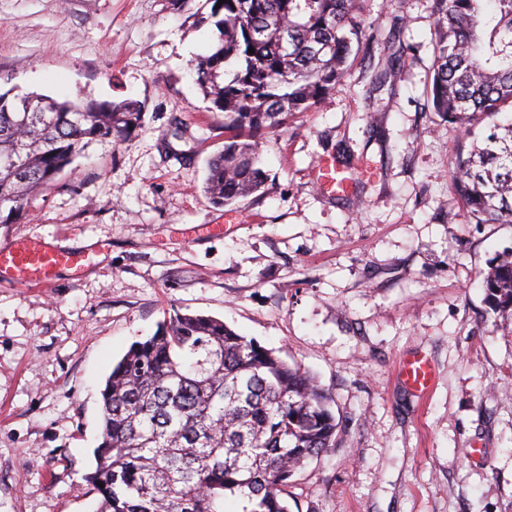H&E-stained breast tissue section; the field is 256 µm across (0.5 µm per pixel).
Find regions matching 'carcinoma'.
<instances>
[{"instance_id":"obj_1","label":"carcinoma","mask_w":512,"mask_h":512,"mask_svg":"<svg viewBox=\"0 0 512 512\" xmlns=\"http://www.w3.org/2000/svg\"><path fill=\"white\" fill-rule=\"evenodd\" d=\"M356 2L207 0L198 24L213 23L218 39L196 62L195 82L235 132L208 162L212 203L259 191L262 136L336 89L365 37ZM430 2L432 107L471 139L453 170L457 196L475 223L512 224V117L501 120L512 107V0ZM142 118L133 99L0 93V223L55 187L92 141L121 142ZM482 287L493 311L512 316V250ZM100 395V439L83 477L100 495L97 512H224L229 499L237 512H292L291 479L338 446L330 398L301 365L201 314L175 310L134 342Z\"/></svg>"}]
</instances>
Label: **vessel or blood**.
Wrapping results in <instances>:
<instances>
[{
	"label": "vessel or blood",
	"instance_id": "vessel-or-blood-1",
	"mask_svg": "<svg viewBox=\"0 0 512 512\" xmlns=\"http://www.w3.org/2000/svg\"><path fill=\"white\" fill-rule=\"evenodd\" d=\"M319 182L335 194L344 193L347 189L346 179L338 177L336 168L327 161L319 165ZM79 261L78 253L42 240L0 247V270L10 271L15 281L23 284L49 283L57 268L73 267ZM398 374L409 389L422 396L431 388L434 370L429 358L420 354L401 361Z\"/></svg>",
	"mask_w": 512,
	"mask_h": 512
}]
</instances>
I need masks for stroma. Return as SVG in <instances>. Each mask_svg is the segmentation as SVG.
I'll return each instance as SVG.
<instances>
[{
  "mask_svg": "<svg viewBox=\"0 0 512 512\" xmlns=\"http://www.w3.org/2000/svg\"><path fill=\"white\" fill-rule=\"evenodd\" d=\"M357 7L370 43L265 134L264 187L227 208L205 192L224 148L192 69L217 39L197 23L205 0H0V92L144 112L0 224L1 246L83 254L45 287L0 278V512H96L100 390L176 309L275 349L332 398L342 442L296 476L300 512H512V316L477 286L512 224L471 223L454 195L463 130L427 95L429 0ZM324 158L344 195L321 188ZM417 353L434 366L423 398L398 377Z\"/></svg>",
  "mask_w": 512,
  "mask_h": 512,
  "instance_id": "35a3bbf8",
  "label": "stroma"
}]
</instances>
